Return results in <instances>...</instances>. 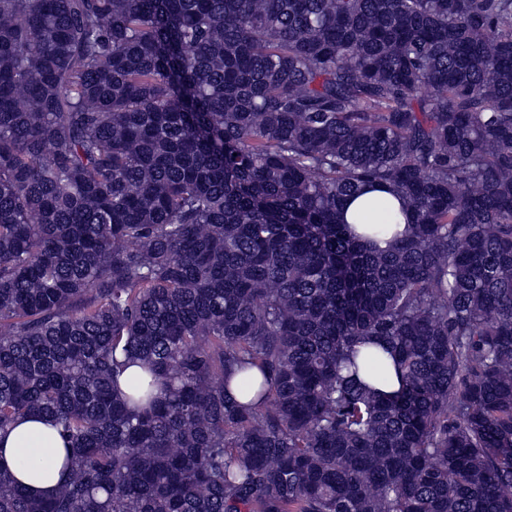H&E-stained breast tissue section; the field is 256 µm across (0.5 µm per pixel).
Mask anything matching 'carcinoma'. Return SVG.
Returning <instances> with one entry per match:
<instances>
[{
    "label": "carcinoma",
    "instance_id": "1",
    "mask_svg": "<svg viewBox=\"0 0 512 512\" xmlns=\"http://www.w3.org/2000/svg\"><path fill=\"white\" fill-rule=\"evenodd\" d=\"M41 415L68 477L0 512H512V0H0V432ZM369 190H370V188H366L362 195H360L359 197L350 201V205H349L348 211L346 213V220L348 221V223H350L352 226H356L358 232H362V230L360 229V225H363V224H355L356 223V222H354L355 216L358 213H360L361 211L365 213V212L371 210V207L369 206V202L373 201L374 196L384 195L386 198L389 199V201L391 202L392 207L394 209V211L392 212L394 224H391V225H395L396 224L395 221L398 219L400 221L399 222L400 230H402L405 225V223H404L405 218L401 213H399V211L402 208L401 200L398 199L396 196H394L391 193L369 192ZM395 214L398 215L397 218L395 217Z\"/></svg>",
    "mask_w": 512,
    "mask_h": 512
}]
</instances>
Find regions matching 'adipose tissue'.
I'll return each instance as SVG.
<instances>
[{
    "label": "adipose tissue",
    "mask_w": 512,
    "mask_h": 512,
    "mask_svg": "<svg viewBox=\"0 0 512 512\" xmlns=\"http://www.w3.org/2000/svg\"><path fill=\"white\" fill-rule=\"evenodd\" d=\"M0 463L36 495L51 494L62 478L64 442L46 418H23L0 437Z\"/></svg>",
    "instance_id": "obj_1"
}]
</instances>
